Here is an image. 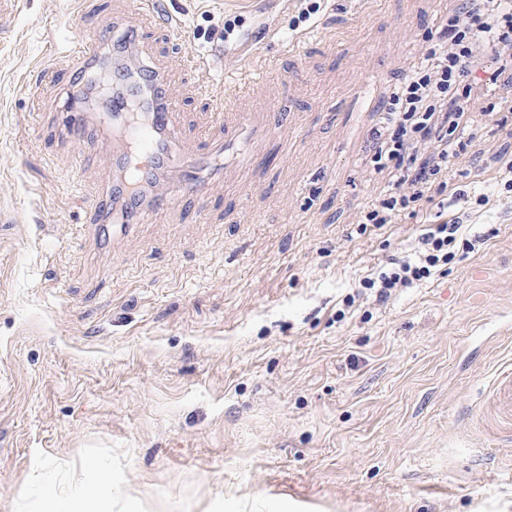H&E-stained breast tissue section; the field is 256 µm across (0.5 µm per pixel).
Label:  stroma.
I'll return each mask as SVG.
<instances>
[{"instance_id": "35a3bbf8", "label": "stroma", "mask_w": 512, "mask_h": 512, "mask_svg": "<svg viewBox=\"0 0 512 512\" xmlns=\"http://www.w3.org/2000/svg\"><path fill=\"white\" fill-rule=\"evenodd\" d=\"M304 6L165 0L179 29L107 48L78 91L41 69L113 17L138 24L134 0H0V512H28L47 475L94 481L93 459L117 512H512L489 398L512 370V119L473 99L447 191L360 233L390 184L369 165L381 105L453 0H327L301 32ZM140 62L184 101L171 151L217 154L202 200L107 242L80 223L118 181L112 144L61 116L108 111L112 70ZM239 76L252 88L215 116L200 81ZM245 115L261 133L224 148ZM453 217L475 250L383 303L361 287Z\"/></svg>"}]
</instances>
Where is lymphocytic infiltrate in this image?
<instances>
[{
	"mask_svg": "<svg viewBox=\"0 0 512 512\" xmlns=\"http://www.w3.org/2000/svg\"><path fill=\"white\" fill-rule=\"evenodd\" d=\"M429 46L420 65L391 92L382 110L386 125L376 134L370 163L390 171L393 187L361 217V227L382 228L393 216L416 210L426 191L446 187L451 158L467 152L466 142L454 133L478 88L497 83L512 70V0H457L446 22L429 31ZM429 140L439 150L421 158L418 145ZM410 192H402L404 184ZM459 222L430 224L419 242L415 261H398L364 285L376 289L379 300L393 288L430 277L432 268L455 256Z\"/></svg>",
	"mask_w": 512,
	"mask_h": 512,
	"instance_id": "f902f5d3",
	"label": "lymphocytic infiltrate"
}]
</instances>
